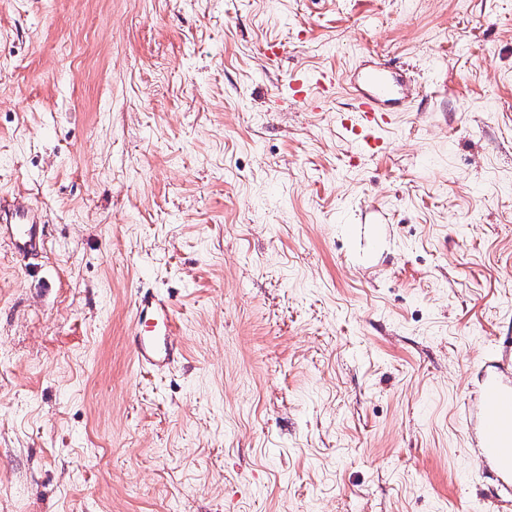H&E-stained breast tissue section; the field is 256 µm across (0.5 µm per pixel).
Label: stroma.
<instances>
[{"instance_id": "35a3bbf8", "label": "stroma", "mask_w": 512, "mask_h": 512, "mask_svg": "<svg viewBox=\"0 0 512 512\" xmlns=\"http://www.w3.org/2000/svg\"><path fill=\"white\" fill-rule=\"evenodd\" d=\"M370 58L414 94L382 154L347 94L281 105ZM15 194L49 226L34 272L0 242V512H512L455 418L512 333V0H0ZM347 84V73L339 70L295 72L285 80L281 92L286 103L315 106V95L333 96L336 89ZM178 329L169 296L156 290H138L131 336L132 352L142 369L155 371L174 365L182 355Z\"/></svg>"}]
</instances>
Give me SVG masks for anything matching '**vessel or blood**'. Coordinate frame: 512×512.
Wrapping results in <instances>:
<instances>
[{"label": "vessel or blood", "mask_w": 512, "mask_h": 512, "mask_svg": "<svg viewBox=\"0 0 512 512\" xmlns=\"http://www.w3.org/2000/svg\"><path fill=\"white\" fill-rule=\"evenodd\" d=\"M359 87L351 93L348 110L338 113L336 125L364 153L384 150V130L398 107L407 104L410 88L401 74L386 62L366 67L358 74ZM347 75L338 70L295 72L281 92L286 102L312 106L317 96L335 95ZM0 240L23 263L36 258L47 242L43 211L15 202L0 220ZM132 352L144 370L174 365L181 354L178 323L169 296L155 290L138 292L135 299ZM468 431L470 456L493 482V494L512 500V336L497 337L492 354L483 361L474 393L458 410Z\"/></svg>", "instance_id": "vessel-or-blood-1"}]
</instances>
